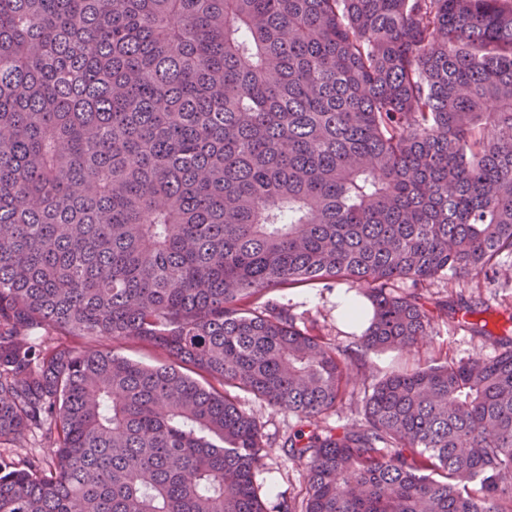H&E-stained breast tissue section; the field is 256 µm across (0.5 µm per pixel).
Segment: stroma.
Listing matches in <instances>:
<instances>
[{"mask_svg":"<svg viewBox=\"0 0 512 512\" xmlns=\"http://www.w3.org/2000/svg\"><path fill=\"white\" fill-rule=\"evenodd\" d=\"M425 294L430 300L447 301L450 307L472 306L473 319L486 323L488 335H479L460 328L452 318L435 321L428 336L412 351L397 354L386 352L368 354L362 361L350 365L349 398L342 407L328 413L323 423L327 426H351L360 417L365 389L391 370L418 367L434 361H465L473 357L490 359L501 350L499 339L503 334L506 309L512 308V262L504 264L490 276L469 280L448 277L431 280ZM272 298L287 304L306 326L325 336L330 342L347 345L352 338L336 317V292L322 286H305L272 291ZM244 407L262 426L267 442L263 465L256 474L267 512H276L279 503L290 500L302 503L306 497V471L289 460L283 443L299 426L297 419L284 410H273L248 399Z\"/></svg>","mask_w":512,"mask_h":512,"instance_id":"obj_1","label":"stroma"}]
</instances>
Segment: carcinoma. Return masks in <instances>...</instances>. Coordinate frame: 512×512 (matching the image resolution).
Instances as JSON below:
<instances>
[{
    "instance_id": "carcinoma-1",
    "label": "carcinoma",
    "mask_w": 512,
    "mask_h": 512,
    "mask_svg": "<svg viewBox=\"0 0 512 512\" xmlns=\"http://www.w3.org/2000/svg\"><path fill=\"white\" fill-rule=\"evenodd\" d=\"M509 259L512 0H0V447L57 455L0 453V512H266L242 397L317 420ZM323 282L352 347L265 299ZM501 344L293 432L303 512H512ZM74 344L81 350L97 349L102 347L114 348L115 351L133 360L144 364L154 365L164 361V358L152 348L133 339L112 341V339L81 337L74 340Z\"/></svg>"
}]
</instances>
